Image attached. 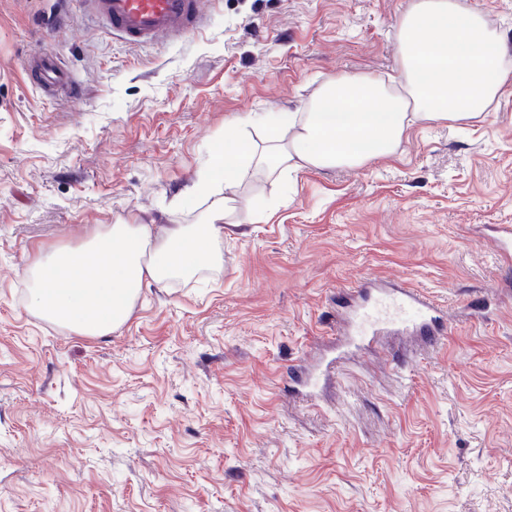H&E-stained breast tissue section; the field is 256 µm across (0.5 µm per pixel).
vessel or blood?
<instances>
[{"mask_svg":"<svg viewBox=\"0 0 512 512\" xmlns=\"http://www.w3.org/2000/svg\"><path fill=\"white\" fill-rule=\"evenodd\" d=\"M213 5L214 0H85L89 14L106 23L113 34L137 44L186 36L203 26ZM29 70L41 89L69 97L79 93L58 58L45 51L30 55ZM352 291L364 301L351 311L346 326L336 331L345 344L360 341L372 346L389 334L431 340L444 330L435 302L423 291L393 281L376 289L360 282Z\"/></svg>","mask_w":512,"mask_h":512,"instance_id":"b4317fda","label":"vessel or blood"}]
</instances>
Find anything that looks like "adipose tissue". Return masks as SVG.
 <instances>
[{
    "label": "adipose tissue",
    "mask_w": 512,
    "mask_h": 512,
    "mask_svg": "<svg viewBox=\"0 0 512 512\" xmlns=\"http://www.w3.org/2000/svg\"><path fill=\"white\" fill-rule=\"evenodd\" d=\"M397 51L396 75L336 78L322 85L307 111L261 119L264 144L251 138L250 120L234 122L232 148L215 151L197 186L209 201L199 223L160 234L135 216L106 226L82 249L35 260L27 269L33 310L86 336L115 332L145 286L222 264L218 243L239 222L236 195L251 171L287 180L302 168L365 165L395 153L413 122L485 115L512 80L500 33L465 0H412L397 28Z\"/></svg>",
    "instance_id": "1"
}]
</instances>
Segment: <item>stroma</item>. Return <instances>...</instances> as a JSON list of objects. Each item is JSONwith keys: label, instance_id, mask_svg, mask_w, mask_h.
<instances>
[{"label": "stroma", "instance_id": "35a3bbf8", "mask_svg": "<svg viewBox=\"0 0 512 512\" xmlns=\"http://www.w3.org/2000/svg\"><path fill=\"white\" fill-rule=\"evenodd\" d=\"M411 2L218 0L198 33L132 45L83 0H0V512H512V260L486 230L512 225V93L358 168L249 174L222 266L146 287L115 332L28 305L38 255L133 214L199 222L233 119L394 74ZM38 49L81 96L28 81ZM387 278L447 335L291 391L334 356L344 290Z\"/></svg>", "mask_w": 512, "mask_h": 512}]
</instances>
